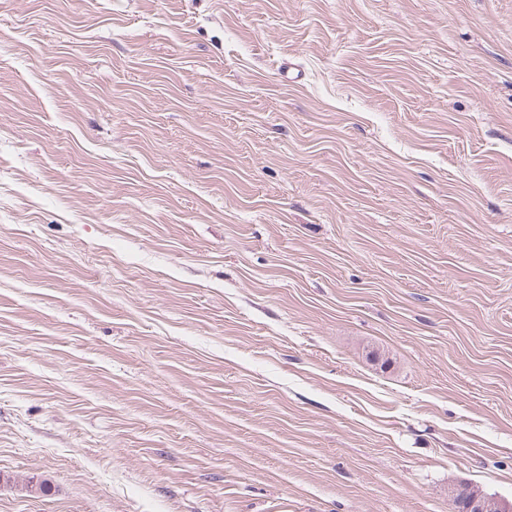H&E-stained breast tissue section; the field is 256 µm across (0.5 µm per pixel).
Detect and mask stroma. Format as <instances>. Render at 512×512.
<instances>
[{
    "instance_id": "35a3bbf8",
    "label": "stroma",
    "mask_w": 512,
    "mask_h": 512,
    "mask_svg": "<svg viewBox=\"0 0 512 512\" xmlns=\"http://www.w3.org/2000/svg\"><path fill=\"white\" fill-rule=\"evenodd\" d=\"M460 482L512 501V0H0V512Z\"/></svg>"
}]
</instances>
